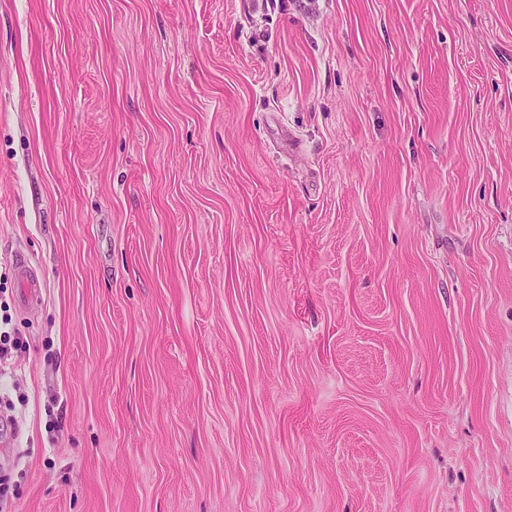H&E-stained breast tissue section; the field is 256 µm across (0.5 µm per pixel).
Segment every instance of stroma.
Wrapping results in <instances>:
<instances>
[{
    "instance_id": "obj_1",
    "label": "stroma",
    "mask_w": 512,
    "mask_h": 512,
    "mask_svg": "<svg viewBox=\"0 0 512 512\" xmlns=\"http://www.w3.org/2000/svg\"><path fill=\"white\" fill-rule=\"evenodd\" d=\"M0 331V512H512V0H0ZM17 296L20 305L24 308L38 302L41 297V283L36 276L35 267L31 260L23 253H18L14 259Z\"/></svg>"
}]
</instances>
